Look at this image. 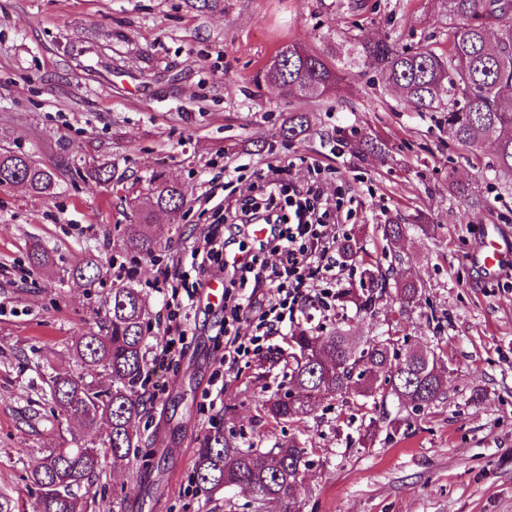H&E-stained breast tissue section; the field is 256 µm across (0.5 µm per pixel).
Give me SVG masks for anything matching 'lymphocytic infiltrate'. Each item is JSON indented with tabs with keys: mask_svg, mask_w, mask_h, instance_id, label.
<instances>
[{
	"mask_svg": "<svg viewBox=\"0 0 512 512\" xmlns=\"http://www.w3.org/2000/svg\"><path fill=\"white\" fill-rule=\"evenodd\" d=\"M263 191L264 208H257L248 198L237 200L234 221L248 230L253 220L262 219L270 226L265 243L245 252L242 261L229 264L223 230L208 224L202 229V244L190 253L194 279L173 270L176 283L165 303L167 325L152 360L154 368H165L185 353L195 299L208 277L230 269L236 275L224 289V320L212 336L214 345L224 349L225 373H234L259 356L270 336L283 325L299 323L307 309L320 313L333 309L336 293L332 285L344 270L337 258L341 234L335 206L317 185L296 187L285 182L277 168L268 173ZM316 280L326 283L317 293L310 288ZM244 319L254 324V334H232V326Z\"/></svg>",
	"mask_w": 512,
	"mask_h": 512,
	"instance_id": "f902f5d3",
	"label": "lymphocytic infiltrate"
}]
</instances>
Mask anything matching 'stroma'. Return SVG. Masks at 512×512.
<instances>
[{"label":"stroma","mask_w":512,"mask_h":512,"mask_svg":"<svg viewBox=\"0 0 512 512\" xmlns=\"http://www.w3.org/2000/svg\"><path fill=\"white\" fill-rule=\"evenodd\" d=\"M451 20L439 0H224L199 12L185 0H0V145L55 174L52 196L0 185V503L33 512L32 469L48 449L101 446L99 430L66 419L52 400L51 373L79 374L74 347L103 325L113 289L137 288L147 305L144 344L154 353L165 322L162 271L218 215L220 201L258 193L268 167H296L303 186L317 176L339 199L338 220L368 260L398 262L420 288L407 312L383 300L370 312L334 309L357 335L387 334L401 350L439 354L443 400L420 412L391 402L390 423L363 435L374 403L326 395L299 423H275L262 400L288 388L267 353L225 374L210 336L223 315L199 297L185 354L153 374L136 448L124 467L105 466L87 495L88 512H278L242 488L210 496L192 486L203 437L222 430L234 446L304 444L311 465L296 497L300 512H512V266L492 275L472 265L486 225L512 241V190L491 179L449 138L439 115L401 102L374 70L345 75L329 99L284 97L265 70L294 43L319 50L349 34L400 46L448 47ZM291 112L313 115L310 135L283 139ZM385 142V157L358 155L350 139ZM114 166L121 181L92 184V167ZM182 187L178 217L157 212L152 255L124 249L149 196L151 176ZM472 182L484 206L448 193L449 177ZM408 225L398 244L382 225ZM41 242L50 263L29 261ZM92 257L102 279L84 290L68 277ZM224 382L217 419L204 394Z\"/></svg>","instance_id":"1"}]
</instances>
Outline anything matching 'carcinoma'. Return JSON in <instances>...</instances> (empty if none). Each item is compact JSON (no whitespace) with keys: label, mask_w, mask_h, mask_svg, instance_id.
<instances>
[{"label":"carcinoma","mask_w":512,"mask_h":512,"mask_svg":"<svg viewBox=\"0 0 512 512\" xmlns=\"http://www.w3.org/2000/svg\"><path fill=\"white\" fill-rule=\"evenodd\" d=\"M448 16L458 24L448 29V50L433 47L410 50L383 39L348 37L318 51L298 45L283 52L280 69L267 70V81L287 95L305 98L335 94L341 73L367 66L378 70L386 83L417 112L441 114L448 136L467 147L474 158L490 142L495 150L493 172L506 188L512 187V0H441ZM308 112H290L281 135L296 139L310 129ZM360 152H382V142L361 135L354 140ZM20 179L30 191L49 195L54 173L25 154L0 147V183ZM448 192L473 206L483 197L472 184L448 177ZM185 194L176 184H159L143 209V223L124 245L152 254L157 241L150 233L154 212L182 209ZM103 274L102 266L88 258L72 267L69 278L79 288H92ZM394 288L399 314L419 296L418 285L401 276L394 266L364 270L360 289L344 288L336 300L341 307L366 311ZM146 308L138 289H112L107 321L76 343L83 365L78 375L51 377L49 390L65 415L89 428L104 430L107 450L77 445L52 448L32 470L31 482L40 490L34 512H85V494L102 470L106 458L122 466L136 447L133 421L144 407L136 390L146 365L143 324ZM288 370L298 397L275 395L261 404L265 416L277 423H296L309 414L315 395L373 397L386 405L420 411L443 395L442 365L435 352L410 351L399 355L395 342L374 336L361 340L338 322L330 332L318 334L299 328L288 336ZM105 375L110 387L101 391L96 378ZM309 465L307 448L293 441L263 451L252 446H231L224 436L206 435L194 464L200 489L213 495L226 488L246 486L255 500L279 504L280 512H300L296 491Z\"/></svg>","instance_id":"cac0c4a2"}]
</instances>
